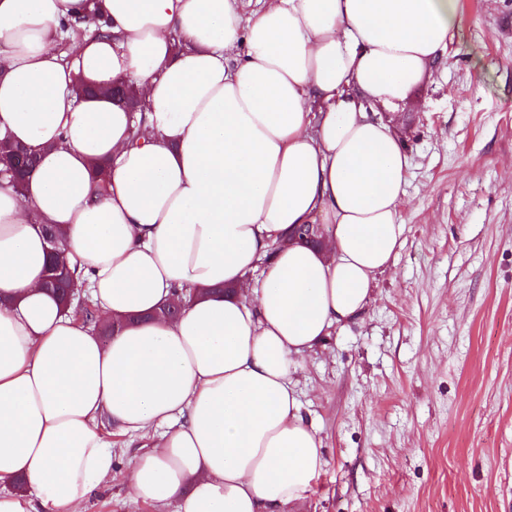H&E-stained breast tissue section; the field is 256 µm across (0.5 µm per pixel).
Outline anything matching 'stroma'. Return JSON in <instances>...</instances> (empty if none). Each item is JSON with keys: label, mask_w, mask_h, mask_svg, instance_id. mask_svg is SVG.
<instances>
[{"label": "stroma", "mask_w": 512, "mask_h": 512, "mask_svg": "<svg viewBox=\"0 0 512 512\" xmlns=\"http://www.w3.org/2000/svg\"><path fill=\"white\" fill-rule=\"evenodd\" d=\"M463 27L399 114L410 159L394 264L295 380L327 466L297 512H512V0ZM86 512H156L121 475Z\"/></svg>", "instance_id": "stroma-1"}]
</instances>
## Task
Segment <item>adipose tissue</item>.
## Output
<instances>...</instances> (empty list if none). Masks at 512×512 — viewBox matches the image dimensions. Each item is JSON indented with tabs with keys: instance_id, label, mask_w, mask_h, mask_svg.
Segmentation results:
<instances>
[{
	"instance_id": "adipose-tissue-1",
	"label": "adipose tissue",
	"mask_w": 512,
	"mask_h": 512,
	"mask_svg": "<svg viewBox=\"0 0 512 512\" xmlns=\"http://www.w3.org/2000/svg\"><path fill=\"white\" fill-rule=\"evenodd\" d=\"M93 10L104 35L70 38ZM461 24L460 0H0V139L40 159L0 179V512H85L113 474L104 421L151 440L138 501L304 502L327 460L294 377L404 234L410 161L378 111ZM49 225L113 335L45 290Z\"/></svg>"
}]
</instances>
